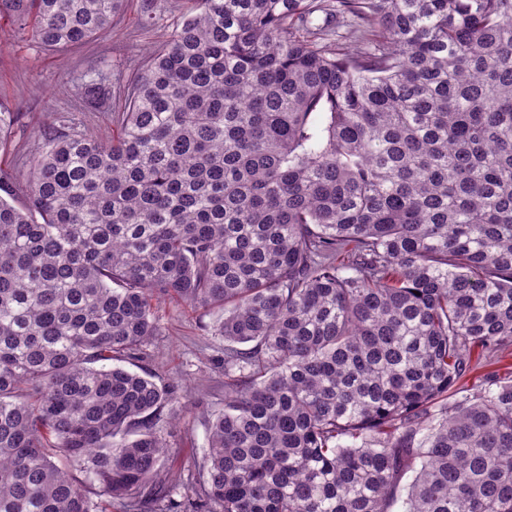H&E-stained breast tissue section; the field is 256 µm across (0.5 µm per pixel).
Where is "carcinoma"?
<instances>
[{
  "label": "carcinoma",
  "instance_id": "obj_1",
  "mask_svg": "<svg viewBox=\"0 0 512 512\" xmlns=\"http://www.w3.org/2000/svg\"><path fill=\"white\" fill-rule=\"evenodd\" d=\"M123 4L0 25L56 49ZM160 297L222 312L181 501L177 387L124 367ZM508 345L512 0H187L110 142L57 126L0 168V512H512V381L456 392Z\"/></svg>",
  "mask_w": 512,
  "mask_h": 512
}]
</instances>
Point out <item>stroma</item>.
<instances>
[{"mask_svg": "<svg viewBox=\"0 0 512 512\" xmlns=\"http://www.w3.org/2000/svg\"><path fill=\"white\" fill-rule=\"evenodd\" d=\"M163 9L156 29L139 23L141 0H125L110 30L94 40L59 51H45L18 34L0 28V106L19 113L0 167L23 170L38 137L48 126L65 119L101 140L112 137V104L117 88H109L101 106H89L80 94L86 75L119 73L131 77L147 49L163 40L181 13L184 0H160ZM159 332L144 347L135 368L150 372L155 381L177 385L181 396L176 419L163 426L168 444L165 471L170 479L200 474L207 448L208 426L224 409V342L204 330L211 314L169 298L157 304ZM473 369L460 391L486 385L487 375L512 376V346L492 357L473 355Z\"/></svg>", "mask_w": 512, "mask_h": 512, "instance_id": "stroma-1", "label": "stroma"}]
</instances>
